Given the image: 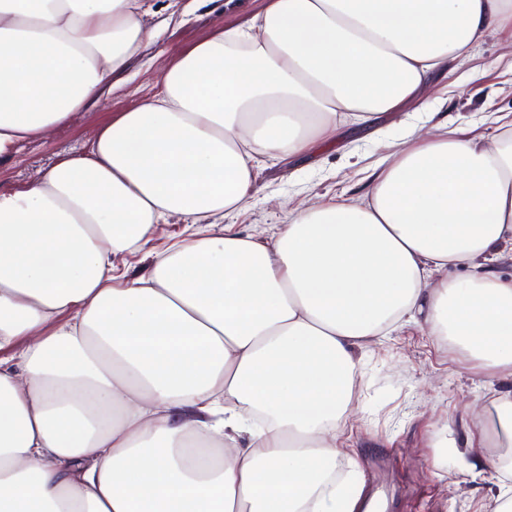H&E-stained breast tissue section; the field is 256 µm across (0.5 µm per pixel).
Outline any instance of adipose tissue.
Returning a JSON list of instances; mask_svg holds the SVG:
<instances>
[{"mask_svg":"<svg viewBox=\"0 0 512 512\" xmlns=\"http://www.w3.org/2000/svg\"><path fill=\"white\" fill-rule=\"evenodd\" d=\"M144 2L0 0V158L115 88ZM505 27L512 0H263L86 154L0 190V512H366L336 439L377 337L421 320L512 379V121L411 134L362 203L297 208L274 240L216 223L258 158L403 111ZM175 215L189 238L116 275ZM490 448L481 512H512V388L472 410L458 474Z\"/></svg>","mask_w":512,"mask_h":512,"instance_id":"obj_1","label":"adipose tissue"}]
</instances>
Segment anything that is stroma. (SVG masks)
<instances>
[{
    "label": "stroma",
    "instance_id": "obj_1",
    "mask_svg": "<svg viewBox=\"0 0 512 512\" xmlns=\"http://www.w3.org/2000/svg\"><path fill=\"white\" fill-rule=\"evenodd\" d=\"M146 27L159 30L145 41L137 57L117 78L116 88L103 94L85 111L46 137L25 143L18 154L0 160V187L19 188L39 180L60 158L85 153L90 140L113 113L135 108L153 93L147 78H160L171 62L190 49L213 27L234 24L252 14L256 0H151ZM430 110L411 105L404 111L373 122L371 133L356 140L340 135L335 145L293 162L267 160L260 164L249 206L225 213L224 225L270 239L277 226L287 223L292 208L346 194L366 192L372 164L390 145L404 140L418 126L448 120L494 135L490 113L512 114V33H497L455 59L431 92ZM186 224L178 217L158 225L147 250L118 256L116 265L129 275L149 267L150 254L170 242L184 239ZM458 351L434 341L425 325L394 333L374 347L360 384L359 403L342 425L337 440L343 453L336 461L337 477L360 464L367 495L388 498L384 512H480L496 487V472L483 464L473 481L456 476L452 462H438L433 443L440 424L455 422L457 443L465 435L458 423L465 411L488 394Z\"/></svg>",
    "mask_w": 512,
    "mask_h": 512
}]
</instances>
